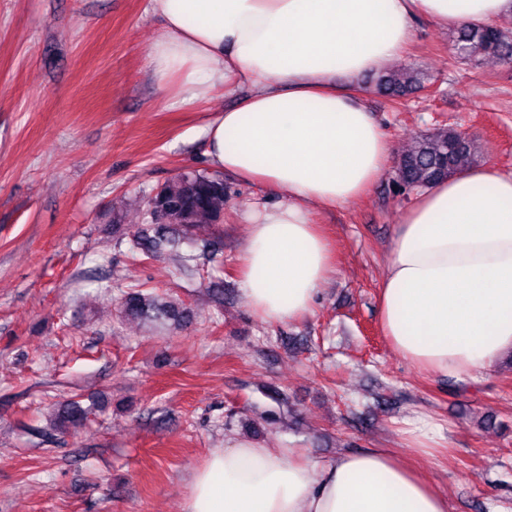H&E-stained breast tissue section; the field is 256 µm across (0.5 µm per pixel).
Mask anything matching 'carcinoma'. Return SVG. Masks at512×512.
<instances>
[{"instance_id":"obj_1","label":"carcinoma","mask_w":512,"mask_h":512,"mask_svg":"<svg viewBox=\"0 0 512 512\" xmlns=\"http://www.w3.org/2000/svg\"><path fill=\"white\" fill-rule=\"evenodd\" d=\"M453 57L470 63L493 58L512 60V31L497 25L453 29L450 36ZM376 86L400 100L425 89L424 77L413 68L386 72ZM474 139L444 127L415 140L397 161L398 187L416 191L455 175L476 164ZM224 181L217 174L184 171L158 188L144 201V223L128 234V252L134 259H156L182 242V236L200 224L224 223ZM120 314L126 319L160 322L181 330L192 316L180 298L162 296L144 285L130 286L119 293ZM91 412L82 401L72 398L53 413L52 429H80Z\"/></svg>"}]
</instances>
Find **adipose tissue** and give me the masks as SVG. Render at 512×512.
Returning a JSON list of instances; mask_svg holds the SVG:
<instances>
[{"instance_id":"1","label":"adipose tissue","mask_w":512,"mask_h":512,"mask_svg":"<svg viewBox=\"0 0 512 512\" xmlns=\"http://www.w3.org/2000/svg\"><path fill=\"white\" fill-rule=\"evenodd\" d=\"M166 31L148 63L182 102L217 87L237 104L203 132L211 164L279 200L254 203L241 252L247 306L267 323L309 315L333 271L315 205L364 196L391 166L386 131L353 82L400 59L413 22L489 25L512 0H149ZM392 348L463 382L512 354V175L469 168L404 213L381 286ZM185 512H448L419 468L385 448L318 465L235 438L192 479Z\"/></svg>"}]
</instances>
